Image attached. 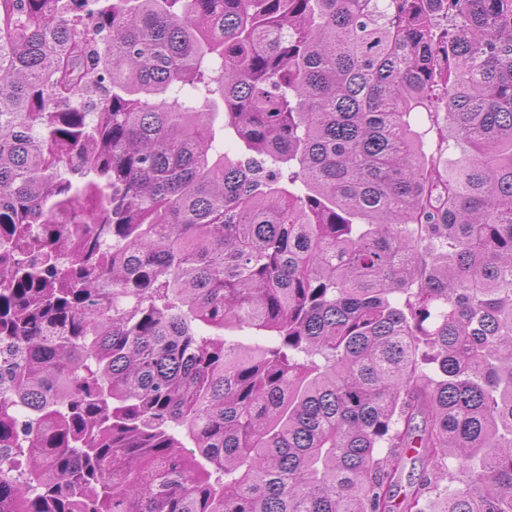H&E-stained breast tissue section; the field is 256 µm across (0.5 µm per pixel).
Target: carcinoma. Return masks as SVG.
<instances>
[{
  "label": "carcinoma",
  "mask_w": 512,
  "mask_h": 512,
  "mask_svg": "<svg viewBox=\"0 0 512 512\" xmlns=\"http://www.w3.org/2000/svg\"><path fill=\"white\" fill-rule=\"evenodd\" d=\"M0 512H512V0H0Z\"/></svg>",
  "instance_id": "carcinoma-1"
}]
</instances>
